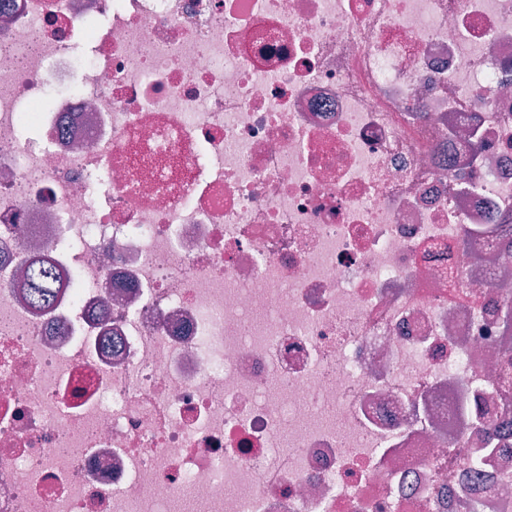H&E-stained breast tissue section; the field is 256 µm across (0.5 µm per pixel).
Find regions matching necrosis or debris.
I'll return each mask as SVG.
<instances>
[{
	"label": "necrosis or debris",
	"mask_w": 512,
	"mask_h": 512,
	"mask_svg": "<svg viewBox=\"0 0 512 512\" xmlns=\"http://www.w3.org/2000/svg\"><path fill=\"white\" fill-rule=\"evenodd\" d=\"M511 251L512 0H11L0 512H512ZM27 281L30 287V299L37 306H49L53 303L57 288L58 277L39 261L32 262L27 270Z\"/></svg>",
	"instance_id": "1"
}]
</instances>
